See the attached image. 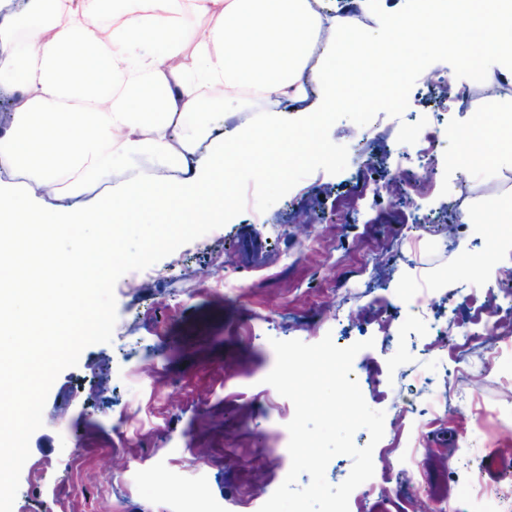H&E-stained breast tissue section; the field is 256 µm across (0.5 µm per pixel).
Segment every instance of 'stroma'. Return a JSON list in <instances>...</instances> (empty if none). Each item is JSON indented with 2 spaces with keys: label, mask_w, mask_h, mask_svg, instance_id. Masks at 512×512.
Returning a JSON list of instances; mask_svg holds the SVG:
<instances>
[{
  "label": "stroma",
  "mask_w": 512,
  "mask_h": 512,
  "mask_svg": "<svg viewBox=\"0 0 512 512\" xmlns=\"http://www.w3.org/2000/svg\"><path fill=\"white\" fill-rule=\"evenodd\" d=\"M457 85L452 95L416 81L383 140L338 120L329 137L348 149L344 171H314L265 212L247 206L149 277L124 274L111 343L86 347L49 391L13 512H170L174 480L205 483L217 512H259L291 465L294 406L264 382L271 342L327 335L340 347L373 340L352 373L387 419L384 452L349 512H412L425 491L452 512H484L472 489L498 490L512 471V440L496 439L512 419V340L489 345L484 328L492 318L512 329V299L497 287L512 270V242L489 250L484 227L493 197L512 194V166L456 164L470 147L451 139L435 180L394 175L410 127L441 136L478 125L481 147L497 151L501 117L485 110L486 84ZM454 194L478 221L449 240L395 208V197L411 196L442 224ZM352 197L350 223L308 225L313 208L332 215ZM235 244L241 272L228 288L213 270ZM434 320L444 335L424 333ZM409 398L417 408L398 439L391 421Z\"/></svg>",
  "instance_id": "1"
}]
</instances>
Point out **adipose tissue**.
I'll list each match as a JSON object with an SVG mask.
<instances>
[{"label":"adipose tissue","mask_w":512,"mask_h":512,"mask_svg":"<svg viewBox=\"0 0 512 512\" xmlns=\"http://www.w3.org/2000/svg\"><path fill=\"white\" fill-rule=\"evenodd\" d=\"M476 2L500 34L495 65L465 52L460 63L493 86L512 79V0ZM190 16L199 25H186ZM368 40L358 14L328 18L310 0H25L16 9L0 0V91L16 96L0 130V459L26 455L11 401L27 376L5 349L26 319L17 265L42 248L15 232L16 216L32 213L92 251L100 278L125 259L104 231L108 217L130 232L230 223L237 200L224 180L242 154L288 138L292 124L325 121L337 56ZM251 89L296 104L293 120L271 112L218 132ZM313 93L321 105L309 103ZM86 291L46 287L41 308L78 321Z\"/></svg>","instance_id":"obj_1"}]
</instances>
